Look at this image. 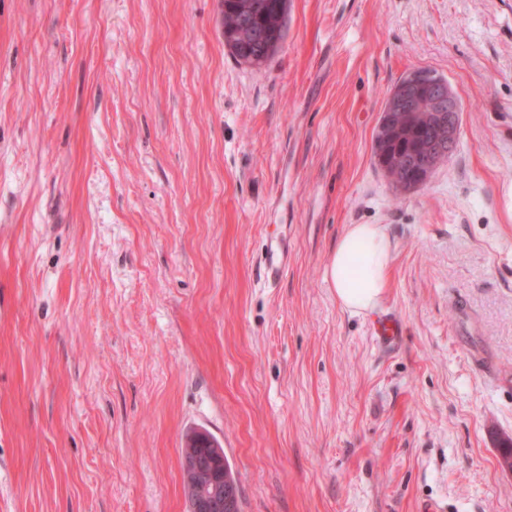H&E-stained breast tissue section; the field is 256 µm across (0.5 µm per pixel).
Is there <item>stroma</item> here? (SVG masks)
<instances>
[{"label":"stroma","instance_id":"1","mask_svg":"<svg viewBox=\"0 0 512 512\" xmlns=\"http://www.w3.org/2000/svg\"><path fill=\"white\" fill-rule=\"evenodd\" d=\"M416 68L460 136L402 192ZM352 224L392 350L327 278ZM193 428L241 512H512V0H288L259 67L221 0H0V512H187ZM405 78L397 96L392 97V102L399 100L400 103H409L415 89L423 86L416 91L411 108L393 111L392 129L385 140L377 144L374 141L373 157L396 189L408 190L409 186L417 181L418 172L422 167L429 166L432 171L430 174V169L425 168L420 172L418 186L425 185L429 176L431 178L441 164L448 162V155L453 151L460 132V106L450 85L440 80L438 75L424 70H414ZM430 83L435 84L438 92V102L441 104L439 112L436 105V90L425 85ZM432 117L439 139L445 140L448 144V147L441 146V150L430 145L433 138ZM395 155L409 158L410 165L401 167L406 162L403 158L397 157L394 163L401 168H391L387 165L388 159ZM374 330L378 339L386 345L395 344L401 336L400 322L389 315L380 316L374 323Z\"/></svg>","mask_w":512,"mask_h":512}]
</instances>
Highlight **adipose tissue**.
<instances>
[{
    "label": "adipose tissue",
    "mask_w": 512,
    "mask_h": 512,
    "mask_svg": "<svg viewBox=\"0 0 512 512\" xmlns=\"http://www.w3.org/2000/svg\"><path fill=\"white\" fill-rule=\"evenodd\" d=\"M392 260V245L381 225H349L327 266L337 303L353 314L374 308L388 286Z\"/></svg>",
    "instance_id": "obj_1"
}]
</instances>
